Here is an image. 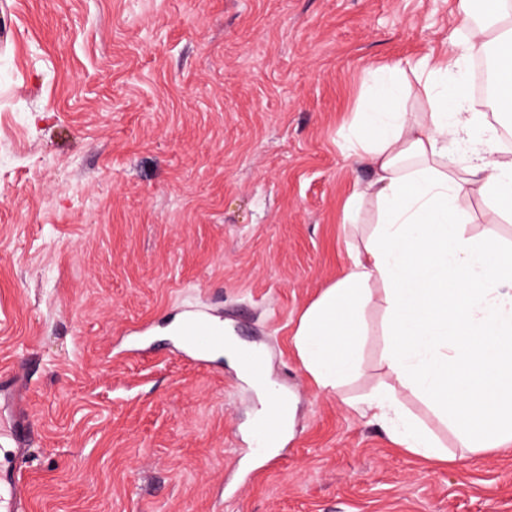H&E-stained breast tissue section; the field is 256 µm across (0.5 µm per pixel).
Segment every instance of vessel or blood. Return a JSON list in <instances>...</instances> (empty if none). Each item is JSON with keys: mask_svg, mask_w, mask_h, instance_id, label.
Here are the masks:
<instances>
[{"mask_svg": "<svg viewBox=\"0 0 512 512\" xmlns=\"http://www.w3.org/2000/svg\"><path fill=\"white\" fill-rule=\"evenodd\" d=\"M179 343L185 356L204 364L221 353L224 335L209 318L196 316L183 325ZM255 433L259 448H278L284 440L283 431L264 419L257 422ZM31 436V423L25 418L0 425V512H27L21 478L32 462Z\"/></svg>", "mask_w": 512, "mask_h": 512, "instance_id": "1", "label": "vessel or blood"}]
</instances>
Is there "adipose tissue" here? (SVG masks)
Masks as SVG:
<instances>
[{
    "mask_svg": "<svg viewBox=\"0 0 512 512\" xmlns=\"http://www.w3.org/2000/svg\"><path fill=\"white\" fill-rule=\"evenodd\" d=\"M457 0L472 24L452 54H426L377 74L346 138L349 158L372 178L344 205L356 221L365 203L378 222L341 278L301 315L295 346L319 389L338 392L359 368L337 346L384 287L385 360L394 385L357 407L387 426L393 442L437 463L439 443L408 419L400 395L419 394L467 451L512 448V247L466 236L459 198L477 192L490 220L512 217V151L495 145L467 101L471 59L486 56L499 114L512 117V0Z\"/></svg>",
    "mask_w": 512,
    "mask_h": 512,
    "instance_id": "adipose-tissue-1",
    "label": "adipose tissue"
}]
</instances>
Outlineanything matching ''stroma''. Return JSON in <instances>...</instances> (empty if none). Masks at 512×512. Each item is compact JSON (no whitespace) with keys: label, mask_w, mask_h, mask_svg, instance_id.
<instances>
[{"label":"stroma","mask_w":512,"mask_h":512,"mask_svg":"<svg viewBox=\"0 0 512 512\" xmlns=\"http://www.w3.org/2000/svg\"><path fill=\"white\" fill-rule=\"evenodd\" d=\"M455 2L0 0V420L31 418V512H512V450L431 465L355 409L390 380L384 303L339 393L294 343L372 230L370 204L343 221L369 73L451 51ZM459 207L512 244L484 198ZM196 311L287 381L278 465L236 363L165 335Z\"/></svg>","instance_id":"stroma-1"}]
</instances>
